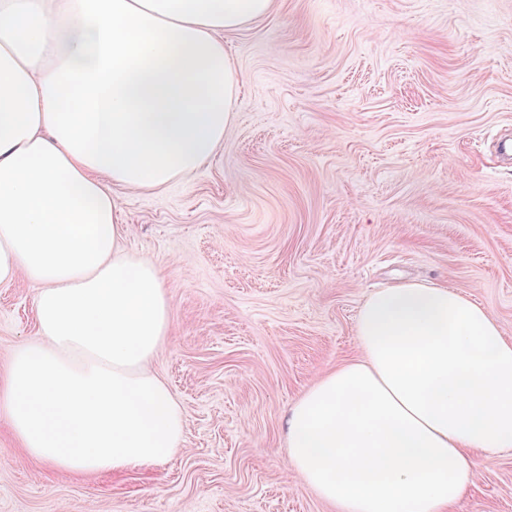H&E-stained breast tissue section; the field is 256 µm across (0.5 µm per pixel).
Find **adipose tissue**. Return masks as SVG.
I'll return each instance as SVG.
<instances>
[{
    "label": "adipose tissue",
    "instance_id": "1",
    "mask_svg": "<svg viewBox=\"0 0 512 512\" xmlns=\"http://www.w3.org/2000/svg\"><path fill=\"white\" fill-rule=\"evenodd\" d=\"M271 0H0V284H37L38 334L0 380L29 457L67 472L168 461L182 407L149 368L167 284L127 253L112 189H160L212 160L235 119L223 32ZM361 358L286 418L289 461L340 512H450L480 456L512 448V341L448 287L373 293Z\"/></svg>",
    "mask_w": 512,
    "mask_h": 512
}]
</instances>
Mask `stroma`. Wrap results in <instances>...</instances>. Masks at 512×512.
I'll return each mask as SVG.
<instances>
[{
  "mask_svg": "<svg viewBox=\"0 0 512 512\" xmlns=\"http://www.w3.org/2000/svg\"><path fill=\"white\" fill-rule=\"evenodd\" d=\"M239 80L215 157L117 189L122 244L157 265L171 332L150 363L180 402L166 463L83 476L0 416V512H338L291 467L287 411L359 356L368 296L445 284L512 339V0H272L224 35ZM36 284L0 285V375L36 334ZM455 512H512V450Z\"/></svg>",
  "mask_w": 512,
  "mask_h": 512,
  "instance_id": "obj_1",
  "label": "stroma"
}]
</instances>
